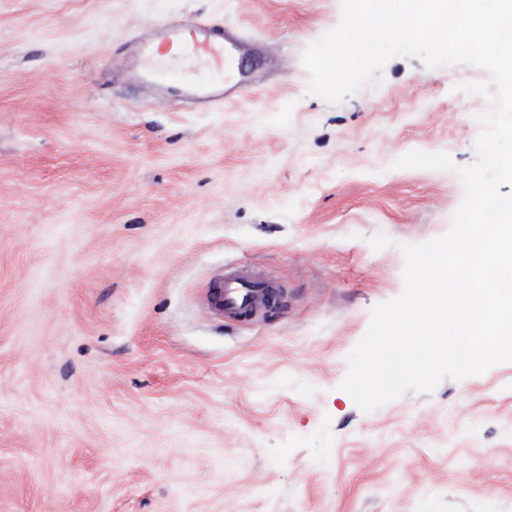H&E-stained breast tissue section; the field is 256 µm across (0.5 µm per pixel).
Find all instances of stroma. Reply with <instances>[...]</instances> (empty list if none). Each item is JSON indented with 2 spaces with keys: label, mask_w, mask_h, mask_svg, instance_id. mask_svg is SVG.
<instances>
[{
  "label": "stroma",
  "mask_w": 512,
  "mask_h": 512,
  "mask_svg": "<svg viewBox=\"0 0 512 512\" xmlns=\"http://www.w3.org/2000/svg\"><path fill=\"white\" fill-rule=\"evenodd\" d=\"M245 31L205 112L136 36ZM340 0H0V512H512V362L374 411L339 384L398 243L445 234L488 102L390 59L341 103L301 56ZM383 233L393 247L373 251ZM280 286L238 321L209 291Z\"/></svg>",
  "instance_id": "1"
}]
</instances>
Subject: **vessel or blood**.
Wrapping results in <instances>:
<instances>
[{
    "label": "vessel or blood",
    "instance_id": "1",
    "mask_svg": "<svg viewBox=\"0 0 512 512\" xmlns=\"http://www.w3.org/2000/svg\"><path fill=\"white\" fill-rule=\"evenodd\" d=\"M228 40L223 27L200 18L191 24L168 21L158 28L153 40L143 44L141 52L144 60L151 63V73L167 81L172 88L185 92L202 110L214 112L223 109L228 98L223 85L185 84L181 74L153 64L152 59L157 47L164 45L173 51L200 57L211 69L220 71L224 68V48ZM274 293L271 283L257 280L248 271L229 269L213 286L210 304L217 315L234 320L272 301Z\"/></svg>",
    "mask_w": 512,
    "mask_h": 512
}]
</instances>
